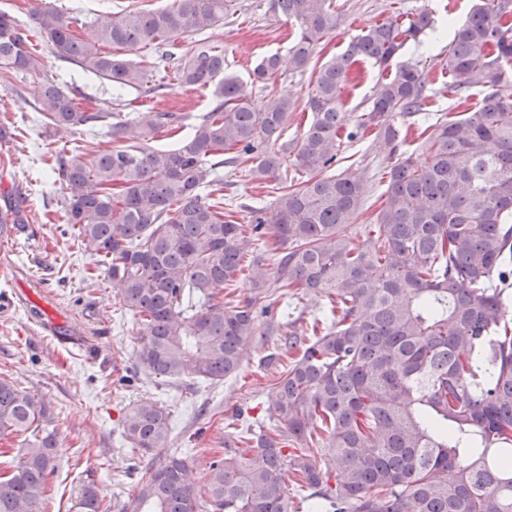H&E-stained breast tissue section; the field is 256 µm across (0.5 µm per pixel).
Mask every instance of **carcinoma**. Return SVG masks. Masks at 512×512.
Segmentation results:
<instances>
[{"label":"carcinoma","instance_id":"cac0c4a2","mask_svg":"<svg viewBox=\"0 0 512 512\" xmlns=\"http://www.w3.org/2000/svg\"><path fill=\"white\" fill-rule=\"evenodd\" d=\"M226 0H174L133 9L75 34L78 19L47 8L32 19L58 57L141 96L162 88L113 49L161 46L224 23ZM296 37L294 70L315 63L336 29L333 0H271ZM433 28L431 13L390 17L370 26L316 71L312 120L297 142L280 141L288 99L258 102L224 73V53L207 46L163 68L190 87L211 86L216 107L175 149L150 141L180 121L150 113L138 124L107 109L86 112L53 80L36 89L37 111L60 131L107 128L112 147L91 159L57 157L65 222L116 284L121 304L143 326L136 372L168 380L220 382L235 374L255 332L256 309L283 288L322 293L331 325L301 349L271 384L265 407L275 427L258 435L224 432V456L210 463L203 497L210 512H289L288 481L321 500L319 512H512V93L502 89L512 63V0H479L456 29L448 52L450 89L466 99L491 88L460 118L426 127L429 157L404 154L396 116L427 99L414 64L381 82L359 126L375 131L387 157L385 201L355 246L346 233L363 205L362 179L329 173L341 153L342 88L352 65L380 67ZM281 67L264 57L252 83ZM0 70L39 73L27 33L0 12ZM235 151L225 159L224 152ZM307 179L283 187L272 206L249 209L240 224L224 218V164L254 163L275 176L288 157ZM271 240L275 275L251 265L255 296L237 287L250 246ZM47 404L0 377V435L30 434L15 471L0 474V512H33L57 473V435ZM170 412L142 401L123 418L132 451L162 448ZM299 446L285 452L286 446ZM185 459L173 454L140 478L120 512H200ZM77 512L102 508L95 484Z\"/></svg>","mask_w":512,"mask_h":512}]
</instances>
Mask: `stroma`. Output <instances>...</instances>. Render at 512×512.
Here are the masks:
<instances>
[{
    "label": "stroma",
    "instance_id": "stroma-1",
    "mask_svg": "<svg viewBox=\"0 0 512 512\" xmlns=\"http://www.w3.org/2000/svg\"><path fill=\"white\" fill-rule=\"evenodd\" d=\"M474 0H335V31L321 42L319 60L343 52L365 28L392 14L412 16L423 11L434 19L433 32L421 41L407 42L399 59L418 65L428 84L422 114L397 118L408 129L405 150L417 162L428 152L420 135L436 118L457 115L463 106L481 103L484 91H473L466 105H459L448 88V50L454 24L462 22ZM172 0H0V11L11 15L27 31L44 61L41 75L16 73L0 79V210L7 202H20L25 221L14 235L0 239V374L23 389L42 396L58 433L59 469L52 487L33 512H73L72 506L87 483H95L99 496L112 507L131 497L141 474L163 465L172 454L187 458L188 477L194 488L207 482L208 467L224 437V419L243 411L252 429L269 426L264 417L267 392L275 367L268 357L275 337L266 335L267 317L256 320L239 372L218 383L203 380L161 383L147 376L131 378L141 340L140 326L120 303L116 289L105 281H92L94 257L77 238L66 232L65 198L56 158L77 152L94 157L105 147L102 130L76 128L58 133L48 127L36 110L34 87L41 78H52L74 96L81 110L93 112L119 102L121 118L132 120L148 112H174L182 117L179 128L159 132L154 147L177 146L198 119L211 111L216 100L212 89L179 84L166 71L155 48L128 52V59L147 69L162 85L157 96L136 91L120 92L111 83L83 72L58 58L36 32L31 14L39 6L68 15L81 14L91 23L110 19L123 9H157ZM295 38L294 27L273 13L270 0H230L224 22L198 39L224 53L225 73L249 81L263 56L287 54ZM386 76L372 63L359 61L350 69L343 94L345 131L352 140L343 145L340 161L332 171L361 178L366 185L362 208L352 227L354 244H362L360 229L380 209L385 174L391 164L372 133L357 134L360 116L379 82ZM315 84L313 71L297 72L283 66L268 85L253 84L255 100L276 94L293 104L283 132L285 140H299L311 121L307 101ZM224 182V208L238 222H246L251 207L271 206L277 190L288 181H301L295 168L276 177L254 179L248 165L224 166L217 171ZM33 291L47 299L63 316L59 336L39 330L29 319L18 297ZM292 328L303 342H311V327L324 319L326 299L318 293L288 300ZM152 399L171 413L172 430L165 447L144 453L131 451L122 438V418L136 403Z\"/></svg>",
    "mask_w": 512,
    "mask_h": 512
}]
</instances>
